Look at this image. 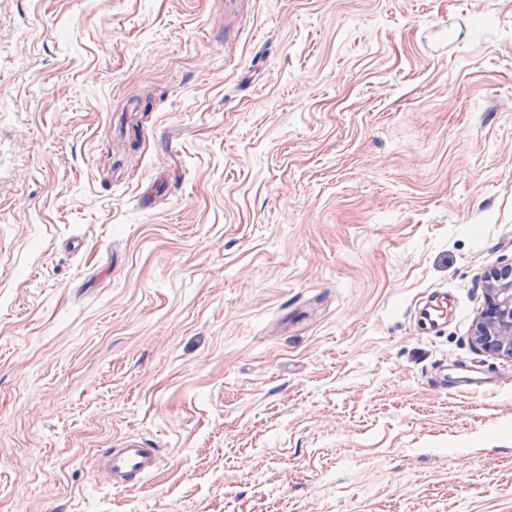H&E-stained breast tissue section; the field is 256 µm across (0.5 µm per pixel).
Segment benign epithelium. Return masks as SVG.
<instances>
[{"instance_id":"1","label":"benign epithelium","mask_w":512,"mask_h":512,"mask_svg":"<svg viewBox=\"0 0 512 512\" xmlns=\"http://www.w3.org/2000/svg\"><path fill=\"white\" fill-rule=\"evenodd\" d=\"M484 352L512 357V267L495 269L487 278L486 306L473 329Z\"/></svg>"}]
</instances>
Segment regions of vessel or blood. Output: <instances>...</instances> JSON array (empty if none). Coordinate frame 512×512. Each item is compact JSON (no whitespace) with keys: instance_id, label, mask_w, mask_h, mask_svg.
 Wrapping results in <instances>:
<instances>
[{"instance_id":"1","label":"vessel or blood","mask_w":512,"mask_h":512,"mask_svg":"<svg viewBox=\"0 0 512 512\" xmlns=\"http://www.w3.org/2000/svg\"><path fill=\"white\" fill-rule=\"evenodd\" d=\"M423 315L434 325L447 321V293H433ZM97 466L110 488L131 490L160 469L161 455L139 436L127 435L114 439L109 448L98 453Z\"/></svg>"}]
</instances>
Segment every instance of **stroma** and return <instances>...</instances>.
<instances>
[{"label": "stroma", "instance_id": "obj_1", "mask_svg": "<svg viewBox=\"0 0 512 512\" xmlns=\"http://www.w3.org/2000/svg\"><path fill=\"white\" fill-rule=\"evenodd\" d=\"M507 265L512 0H0V512H512ZM486 306L476 320L473 336L484 352L512 357V267L490 272ZM448 292H435L430 297L422 314L433 325L448 319ZM161 455L137 435H127L112 441L97 455V466L111 489L132 490L141 479L157 472Z\"/></svg>", "mask_w": 512, "mask_h": 512}]
</instances>
